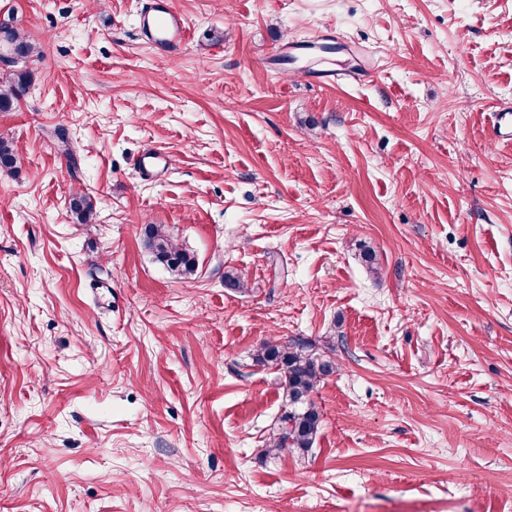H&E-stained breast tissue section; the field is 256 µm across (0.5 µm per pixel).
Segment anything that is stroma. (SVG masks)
Returning a JSON list of instances; mask_svg holds the SVG:
<instances>
[{"mask_svg": "<svg viewBox=\"0 0 512 512\" xmlns=\"http://www.w3.org/2000/svg\"><path fill=\"white\" fill-rule=\"evenodd\" d=\"M172 2L175 55L149 0H0L41 51L0 112V512H512V0ZM270 338L336 360L304 456L260 453ZM138 30L151 46L177 53L189 40V28L169 0H151L139 16ZM170 159L157 151L143 153L134 162V169L140 176H155L170 166ZM145 247L153 262L168 268L180 277L194 276L198 272L197 257L177 243L169 229L163 224H148L144 227Z\"/></svg>", "mask_w": 512, "mask_h": 512, "instance_id": "obj_1", "label": "stroma"}]
</instances>
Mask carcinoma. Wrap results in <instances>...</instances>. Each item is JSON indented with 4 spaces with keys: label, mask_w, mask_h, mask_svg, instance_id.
Instances as JSON below:
<instances>
[{
    "label": "carcinoma",
    "mask_w": 512,
    "mask_h": 512,
    "mask_svg": "<svg viewBox=\"0 0 512 512\" xmlns=\"http://www.w3.org/2000/svg\"><path fill=\"white\" fill-rule=\"evenodd\" d=\"M0 32L4 34L7 47L14 46L20 51V58L27 59L38 53L36 45L9 24L1 23ZM29 82L30 72L23 69L15 70L0 80V112H10L16 108ZM18 163V150L1 139L0 172L12 174L17 171ZM71 211L79 224H90L95 218L94 203L82 194L73 197ZM144 238L152 261L162 264L180 277L197 274V257L178 244L164 225H145ZM253 360L257 365L273 369L279 375L288 406L263 453H307L313 447L322 425V414L313 394L321 382L336 371V363L317 352L313 343L300 338L266 340L254 353Z\"/></svg>",
    "instance_id": "cac0c4a2"
}]
</instances>
